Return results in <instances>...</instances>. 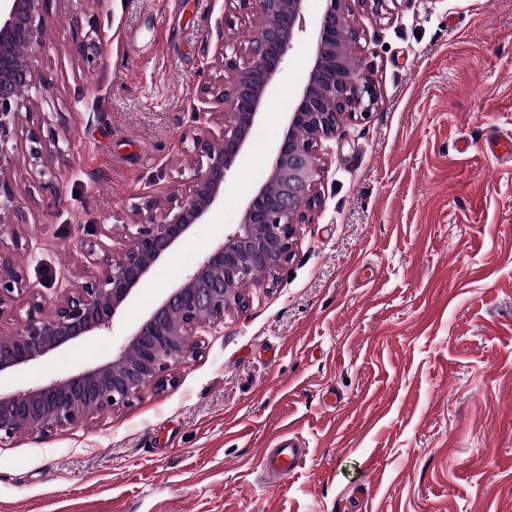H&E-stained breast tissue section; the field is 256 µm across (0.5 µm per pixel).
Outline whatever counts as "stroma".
Returning a JSON list of instances; mask_svg holds the SVG:
<instances>
[{"label":"stroma","mask_w":512,"mask_h":512,"mask_svg":"<svg viewBox=\"0 0 512 512\" xmlns=\"http://www.w3.org/2000/svg\"><path fill=\"white\" fill-rule=\"evenodd\" d=\"M259 9L235 0H51L37 69L46 96L16 129V293L91 272L83 225L120 252L145 198L184 193L199 83L224 39L246 51ZM356 54L379 103L323 143L322 203L276 283L198 337L161 391L0 443V512H512V0H397L356 9ZM103 36L95 63L81 46ZM314 47L303 33L266 101L224 205L194 226L110 333L15 375L25 387L108 359L112 346L238 223ZM48 121L56 177L29 157ZM307 443L297 473L264 477L278 433Z\"/></svg>","instance_id":"stroma-1"}]
</instances>
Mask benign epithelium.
Returning <instances> with one entry per match:
<instances>
[{"instance_id": "benign-epithelium-1", "label": "benign epithelium", "mask_w": 512, "mask_h": 512, "mask_svg": "<svg viewBox=\"0 0 512 512\" xmlns=\"http://www.w3.org/2000/svg\"><path fill=\"white\" fill-rule=\"evenodd\" d=\"M253 2L274 23L260 31L245 62H239L230 39L214 55L213 68L221 74L202 84L196 96L230 120L217 135L192 138L188 194L163 204L146 201L153 214L146 222L122 225L127 245L116 255L101 244L98 228H87L80 246L95 270L82 282L59 284L51 297L34 294L23 315L13 310L23 273L14 255L0 248V441L23 429L51 433L129 407L147 387L164 389L174 382L179 364L194 354L197 331L244 308L247 298L241 288L258 283L257 271L274 280L293 258L297 226L309 221L321 204L322 140L335 135L345 121L371 112L379 100L371 65L353 54L359 38L351 19L353 4H369L381 16L397 0H327L312 30L314 56L273 147L268 176L245 200L240 224L224 233L143 316L112 358L22 389L5 387L17 372L110 330L118 310L158 264L224 201V183L243 162L276 75L305 30L306 0H239V9L248 10ZM49 3L0 0V241L15 234L21 216L12 180V134L22 109L46 91L35 61ZM47 136L55 137L52 129L42 123L33 127L30 157L40 176L51 179L54 168L42 150Z\"/></svg>"}]
</instances>
